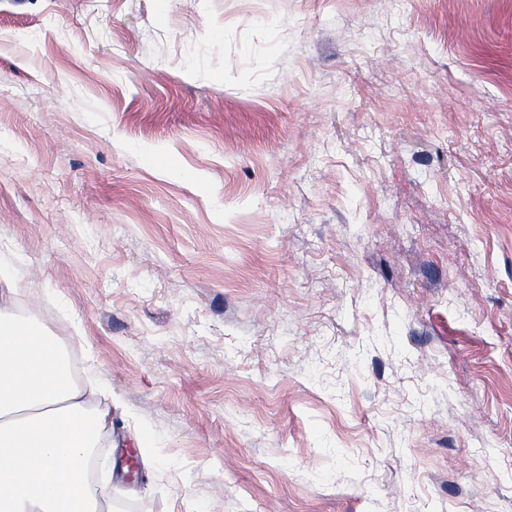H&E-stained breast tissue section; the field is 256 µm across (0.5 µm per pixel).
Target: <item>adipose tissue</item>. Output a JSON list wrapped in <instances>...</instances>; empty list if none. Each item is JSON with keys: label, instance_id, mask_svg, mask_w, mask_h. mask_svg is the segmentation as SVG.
I'll return each instance as SVG.
<instances>
[{"label": "adipose tissue", "instance_id": "ef3b65f1", "mask_svg": "<svg viewBox=\"0 0 512 512\" xmlns=\"http://www.w3.org/2000/svg\"><path fill=\"white\" fill-rule=\"evenodd\" d=\"M12 294L0 289V512H112L85 476L112 411L92 405L41 323L6 314Z\"/></svg>", "mask_w": 512, "mask_h": 512}]
</instances>
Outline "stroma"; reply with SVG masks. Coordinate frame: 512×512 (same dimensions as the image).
Masks as SVG:
<instances>
[{
	"mask_svg": "<svg viewBox=\"0 0 512 512\" xmlns=\"http://www.w3.org/2000/svg\"><path fill=\"white\" fill-rule=\"evenodd\" d=\"M0 277L114 512H512V0H0Z\"/></svg>",
	"mask_w": 512,
	"mask_h": 512,
	"instance_id": "35a3bbf8",
	"label": "stroma"
}]
</instances>
